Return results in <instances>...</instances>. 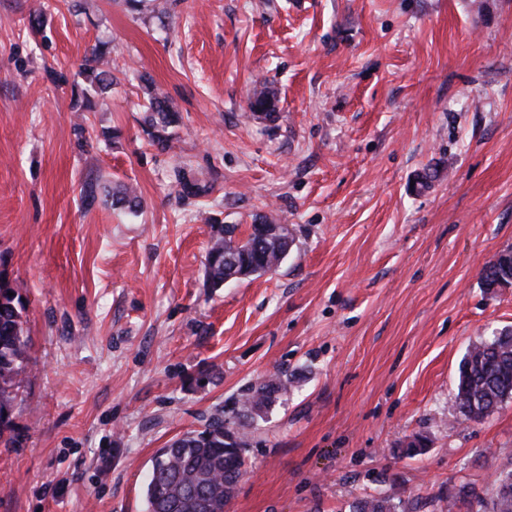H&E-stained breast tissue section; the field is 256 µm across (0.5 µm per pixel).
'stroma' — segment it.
<instances>
[{
  "mask_svg": "<svg viewBox=\"0 0 512 512\" xmlns=\"http://www.w3.org/2000/svg\"><path fill=\"white\" fill-rule=\"evenodd\" d=\"M101 42L84 114L49 74ZM260 80L277 121L248 108ZM147 83L181 115L164 152ZM118 184L139 213L104 205ZM260 217L292 228L286 261L209 288L216 225ZM510 248L512 0H0V268L30 336L0 512H146L157 450L278 371L228 512L393 486L398 512H490L512 400L461 421L456 377L512 328L481 278Z\"/></svg>",
  "mask_w": 512,
  "mask_h": 512,
  "instance_id": "obj_1",
  "label": "stroma"
}]
</instances>
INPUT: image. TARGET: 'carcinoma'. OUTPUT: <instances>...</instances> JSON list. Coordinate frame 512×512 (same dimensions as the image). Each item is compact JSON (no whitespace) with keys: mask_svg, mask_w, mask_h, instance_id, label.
Segmentation results:
<instances>
[{"mask_svg":"<svg viewBox=\"0 0 512 512\" xmlns=\"http://www.w3.org/2000/svg\"><path fill=\"white\" fill-rule=\"evenodd\" d=\"M102 54L93 49L82 65L84 85L72 88V106L87 112L94 106L91 93H105L112 77L98 69ZM250 110L275 122V92L266 81L253 87ZM179 123V115L169 101L148 93L143 132L152 146L169 147L168 129ZM175 177L183 192L199 197L208 187L190 180L177 170ZM112 205L132 212L142 200L131 187L112 191ZM273 225L267 218L250 225L249 233L240 236L239 225L219 224L206 263L207 284L224 287V279L237 274L249 277L270 273L287 257L293 239L268 238L265 227ZM512 277V249L499 252L483 268V284ZM26 303L7 274L0 272V436L10 429L8 410L16 398L28 363L29 336L24 327ZM292 378L278 372L249 384L229 409L218 408L202 429L192 430L173 439L158 450L146 483L147 512H226L234 498L241 476V459L248 440L245 429L267 414L272 404L288 392ZM512 398V331L494 333L485 341L471 346L458 368L456 402L467 422H481ZM495 494L491 512H512V470L501 472L494 480ZM396 493L363 499L353 512H395Z\"/></svg>","mask_w":512,"mask_h":512,"instance_id":"obj_1","label":"carcinoma"}]
</instances>
